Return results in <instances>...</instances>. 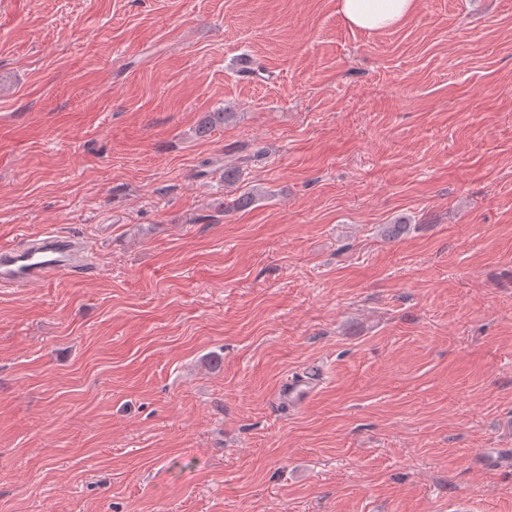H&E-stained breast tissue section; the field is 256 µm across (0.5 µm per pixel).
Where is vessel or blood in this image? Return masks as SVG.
Here are the masks:
<instances>
[{"instance_id":"1","label":"vessel or blood","mask_w":512,"mask_h":512,"mask_svg":"<svg viewBox=\"0 0 512 512\" xmlns=\"http://www.w3.org/2000/svg\"><path fill=\"white\" fill-rule=\"evenodd\" d=\"M86 257L79 239L54 232L30 237L27 247L0 244V287L21 288L36 281H52L74 274ZM315 380L306 375L284 382L278 392L280 402L299 406L308 399Z\"/></svg>"}]
</instances>
